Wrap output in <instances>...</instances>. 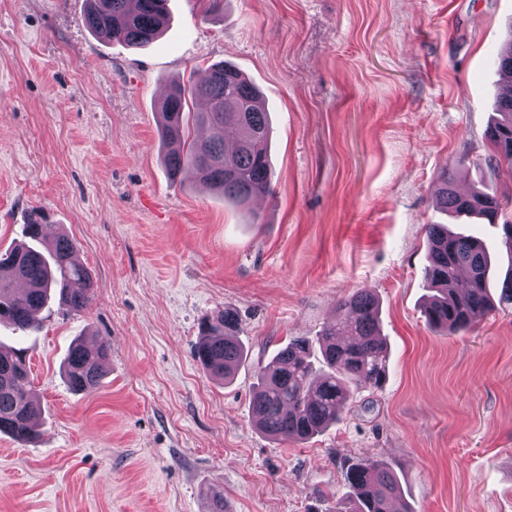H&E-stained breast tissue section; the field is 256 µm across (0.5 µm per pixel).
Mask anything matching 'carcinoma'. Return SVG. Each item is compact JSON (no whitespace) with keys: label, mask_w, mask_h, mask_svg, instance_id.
Instances as JSON below:
<instances>
[{"label":"carcinoma","mask_w":512,"mask_h":512,"mask_svg":"<svg viewBox=\"0 0 512 512\" xmlns=\"http://www.w3.org/2000/svg\"><path fill=\"white\" fill-rule=\"evenodd\" d=\"M85 21L100 39L145 49L168 21V0H89ZM185 93L175 85L161 105L160 132L164 164L175 183L188 169L224 198L245 206L271 193L270 119L259 90L234 66L215 63L191 96L207 104L189 114ZM208 126L212 134L188 141L189 121ZM494 147L495 165L512 177V93L497 103L495 121L486 129ZM440 207L456 218L479 217L493 224L500 202L473 187L462 195L453 179L441 177ZM40 222L24 225L26 241L0 255V324L19 330L39 329L36 313L55 292L73 314L82 313L94 282L77 260L75 243L65 235L49 240ZM428 264L424 279L433 294L424 306L427 324L445 334L467 332L475 318L496 310L491 293L494 257L479 238L450 232L444 224L425 227ZM28 284L19 295L11 270ZM239 319L222 310L201 326L195 358L216 380H233L247 353L238 339ZM108 347L76 341L70 347L64 375L75 391L91 392L105 375ZM388 346L379 326V302L367 292H355L338 305L336 319L313 338H296L257 368L251 409L255 426L278 441L300 442L335 423L354 394L380 389L388 376ZM38 402L33 395L26 351L0 344V433L20 444L38 438ZM347 493L333 512H412L401 505V488L389 464L381 459L353 461L345 471Z\"/></svg>","instance_id":"cac0c4a2"}]
</instances>
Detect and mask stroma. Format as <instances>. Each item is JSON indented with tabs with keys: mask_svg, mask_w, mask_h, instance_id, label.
I'll return each mask as SVG.
<instances>
[{
	"mask_svg": "<svg viewBox=\"0 0 512 512\" xmlns=\"http://www.w3.org/2000/svg\"><path fill=\"white\" fill-rule=\"evenodd\" d=\"M149 48L97 38L86 0H0V252L32 211L69 235L95 283L50 302L27 349L42 433L0 434V512H314L354 459L393 466L413 512H512V305L444 336L425 322V225L440 178L501 202L471 224L512 269V178L485 130L512 0H169ZM227 62L270 113L269 196L240 208L193 173L170 183L161 92ZM357 291L380 301L383 389L305 442L256 429L253 373L312 337ZM239 317L248 359L229 384L196 361L201 323ZM104 340L98 388L63 375L71 343Z\"/></svg>",
	"mask_w": 512,
	"mask_h": 512,
	"instance_id": "stroma-1",
	"label": "stroma"
}]
</instances>
